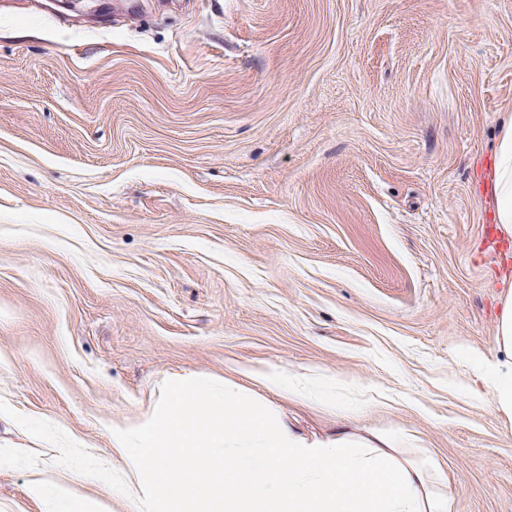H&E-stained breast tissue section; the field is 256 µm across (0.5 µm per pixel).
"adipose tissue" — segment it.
Listing matches in <instances>:
<instances>
[{"label":"adipose tissue","instance_id":"1","mask_svg":"<svg viewBox=\"0 0 512 512\" xmlns=\"http://www.w3.org/2000/svg\"><path fill=\"white\" fill-rule=\"evenodd\" d=\"M494 217L512 237V114L490 175ZM495 354L475 366L496 413L512 421V288L499 298ZM403 434L339 428L316 439L256 404L238 382L223 389L167 377L159 405L112 425L114 453L133 476L135 512H453L441 466L409 456Z\"/></svg>","mask_w":512,"mask_h":512}]
</instances>
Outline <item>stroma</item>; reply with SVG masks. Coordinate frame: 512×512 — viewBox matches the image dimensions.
<instances>
[{
  "instance_id": "obj_1",
  "label": "stroma",
  "mask_w": 512,
  "mask_h": 512,
  "mask_svg": "<svg viewBox=\"0 0 512 512\" xmlns=\"http://www.w3.org/2000/svg\"><path fill=\"white\" fill-rule=\"evenodd\" d=\"M512 0H0V512H98L178 372L323 376L453 512H512L486 245ZM303 433L341 422L277 399Z\"/></svg>"
}]
</instances>
